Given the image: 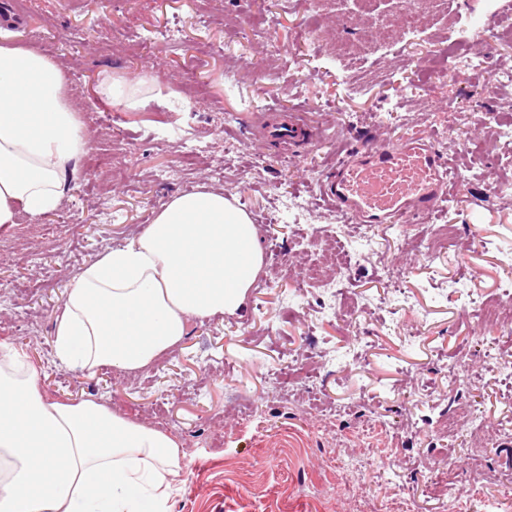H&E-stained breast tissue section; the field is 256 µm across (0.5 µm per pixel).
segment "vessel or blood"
<instances>
[{"mask_svg": "<svg viewBox=\"0 0 512 512\" xmlns=\"http://www.w3.org/2000/svg\"><path fill=\"white\" fill-rule=\"evenodd\" d=\"M461 176L424 139L372 142L351 149L321 196L359 224H410L442 210Z\"/></svg>", "mask_w": 512, "mask_h": 512, "instance_id": "1", "label": "vessel or blood"}]
</instances>
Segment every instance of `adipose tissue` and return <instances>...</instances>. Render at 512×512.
<instances>
[{
    "mask_svg": "<svg viewBox=\"0 0 512 512\" xmlns=\"http://www.w3.org/2000/svg\"><path fill=\"white\" fill-rule=\"evenodd\" d=\"M143 86L106 75L97 92L136 110ZM88 148L62 67L0 27V227L55 211ZM264 265L249 213L223 192L173 196L143 234L73 277L56 359L90 377L144 371L191 319L241 312ZM184 458L170 434L99 402L46 399L39 370L0 342V512H170Z\"/></svg>",
    "mask_w": 512,
    "mask_h": 512,
    "instance_id": "1",
    "label": "adipose tissue"
}]
</instances>
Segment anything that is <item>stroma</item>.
<instances>
[{"instance_id": "1", "label": "stroma", "mask_w": 512, "mask_h": 512, "mask_svg": "<svg viewBox=\"0 0 512 512\" xmlns=\"http://www.w3.org/2000/svg\"><path fill=\"white\" fill-rule=\"evenodd\" d=\"M19 42L74 73L72 106L92 139L71 190L47 216L0 229V342L22 350L56 401L91 399L174 435L185 452L172 512H488L512 474V335L485 304L512 303V26L491 0H444L417 25L397 0H319L318 25L290 0H17ZM233 26L235 41L224 39ZM495 56L467 69L454 45ZM108 73L157 86L124 111L97 93ZM301 119L283 148L263 121ZM425 137L467 170L414 235L454 225L424 268L406 238L366 243L320 196L362 142ZM236 196L258 226L265 285L243 313L192 321L180 347L129 377L57 364L53 322L72 276L136 238L170 197L199 186ZM353 253L341 269L329 250ZM403 270L400 281L386 269ZM334 279L335 293L321 286ZM469 382L448 367L457 354ZM343 406L329 414L326 402ZM482 421L451 430L449 416ZM453 471L452 501L432 485Z\"/></svg>"}]
</instances>
